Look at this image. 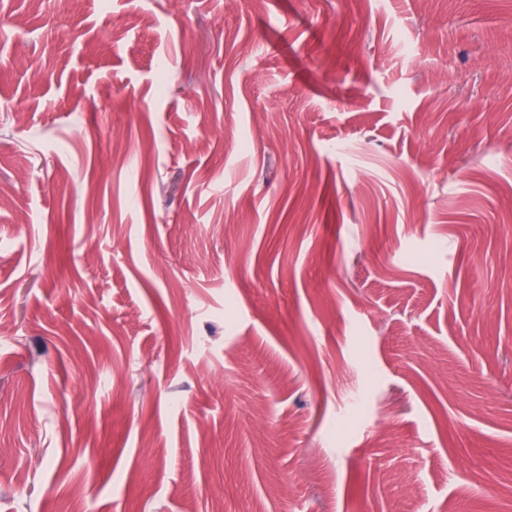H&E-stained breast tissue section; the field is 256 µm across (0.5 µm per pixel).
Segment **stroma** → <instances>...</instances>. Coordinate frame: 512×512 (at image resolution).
<instances>
[{
    "label": "stroma",
    "mask_w": 512,
    "mask_h": 512,
    "mask_svg": "<svg viewBox=\"0 0 512 512\" xmlns=\"http://www.w3.org/2000/svg\"><path fill=\"white\" fill-rule=\"evenodd\" d=\"M512 0H0V512H512Z\"/></svg>",
    "instance_id": "35a3bbf8"
}]
</instances>
